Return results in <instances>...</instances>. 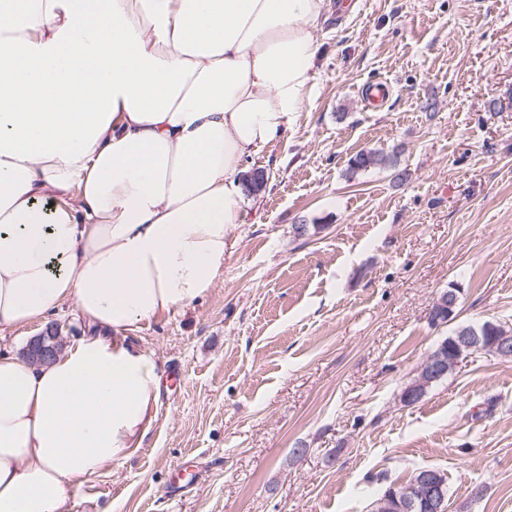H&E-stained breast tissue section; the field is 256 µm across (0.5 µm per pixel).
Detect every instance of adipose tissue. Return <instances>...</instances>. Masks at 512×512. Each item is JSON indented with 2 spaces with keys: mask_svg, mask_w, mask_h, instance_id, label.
Returning <instances> with one entry per match:
<instances>
[{
  "mask_svg": "<svg viewBox=\"0 0 512 512\" xmlns=\"http://www.w3.org/2000/svg\"><path fill=\"white\" fill-rule=\"evenodd\" d=\"M323 0H0V332L75 302L49 363L0 353V512H69L140 447L161 371L128 339L205 295L245 158L315 89Z\"/></svg>",
  "mask_w": 512,
  "mask_h": 512,
  "instance_id": "1",
  "label": "adipose tissue"
}]
</instances>
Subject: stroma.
Listing matches in <instances>:
<instances>
[{
	"instance_id": "obj_1",
	"label": "stroma",
	"mask_w": 512,
	"mask_h": 512,
	"mask_svg": "<svg viewBox=\"0 0 512 512\" xmlns=\"http://www.w3.org/2000/svg\"><path fill=\"white\" fill-rule=\"evenodd\" d=\"M324 14L311 99L244 161L267 181L222 276L131 337L162 371L150 432L70 512H370L381 483L430 468L448 512H512V358L466 359L400 400L456 326L512 325V0H324ZM375 80L390 95L373 108ZM369 149L397 152L403 179L349 172ZM452 285L455 315L433 324ZM49 323L67 346L90 331L69 301L0 333V351L24 355Z\"/></svg>"
}]
</instances>
